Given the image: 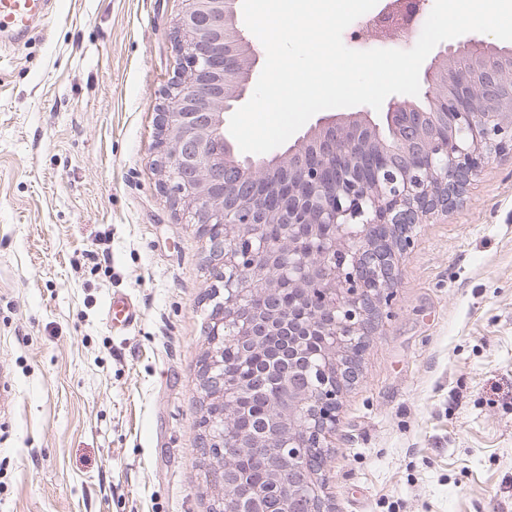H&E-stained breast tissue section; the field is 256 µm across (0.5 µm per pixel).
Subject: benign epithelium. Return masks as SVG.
I'll use <instances>...</instances> for the list:
<instances>
[{
	"label": "benign epithelium",
	"instance_id": "1",
	"mask_svg": "<svg viewBox=\"0 0 512 512\" xmlns=\"http://www.w3.org/2000/svg\"><path fill=\"white\" fill-rule=\"evenodd\" d=\"M172 33L181 73L158 112L154 165L161 187L189 223L207 234L216 277L200 377L213 413L205 452L217 454L215 480L242 495L233 512H325L307 448L336 435L339 392L303 385L311 367L346 361L341 381L359 378L353 336H370L391 297L399 258L424 217L446 213L492 156L512 150V96L496 61L512 49L466 36L441 45L422 64L423 100L391 97L386 127L334 115L267 157L242 158L224 134V114L245 98L257 52L238 28V0H183ZM423 0H391L364 37L407 38ZM241 352L248 378L307 405L303 435L271 415L259 422L254 450L278 440L282 467L263 488L244 489L243 470L224 463V406L241 386L224 376V339Z\"/></svg>",
	"mask_w": 512,
	"mask_h": 512
}]
</instances>
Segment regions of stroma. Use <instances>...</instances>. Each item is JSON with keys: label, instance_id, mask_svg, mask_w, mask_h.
<instances>
[{"label": "stroma", "instance_id": "1", "mask_svg": "<svg viewBox=\"0 0 512 512\" xmlns=\"http://www.w3.org/2000/svg\"><path fill=\"white\" fill-rule=\"evenodd\" d=\"M182 9L61 0L0 42V512L212 507L213 260L151 154ZM338 414L330 512H512L511 152L417 227ZM108 316L112 327L119 326L120 329H124L134 324L137 319V311L127 299H118L110 302Z\"/></svg>", "mask_w": 512, "mask_h": 512}]
</instances>
